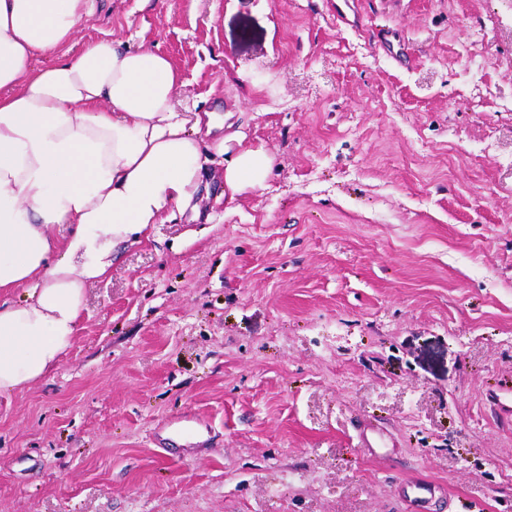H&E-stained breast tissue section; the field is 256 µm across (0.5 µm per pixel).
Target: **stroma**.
I'll return each mask as SVG.
<instances>
[{"instance_id":"stroma-1","label":"stroma","mask_w":512,"mask_h":512,"mask_svg":"<svg viewBox=\"0 0 512 512\" xmlns=\"http://www.w3.org/2000/svg\"><path fill=\"white\" fill-rule=\"evenodd\" d=\"M95 5L68 54H164L272 167L230 202L215 157L0 394V512H512V0ZM437 487L429 482L411 480L400 492L408 502L418 509L429 497L435 494Z\"/></svg>"}]
</instances>
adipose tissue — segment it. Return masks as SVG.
<instances>
[{
	"label": "adipose tissue",
	"mask_w": 512,
	"mask_h": 512,
	"mask_svg": "<svg viewBox=\"0 0 512 512\" xmlns=\"http://www.w3.org/2000/svg\"><path fill=\"white\" fill-rule=\"evenodd\" d=\"M93 13V0H0V290L25 291L0 301V394L55 367L86 288L169 206L189 205L211 155L232 196L271 169L264 149L230 153L241 133L205 144L201 122L174 109L165 55L96 39L59 57ZM38 56L49 65L33 67Z\"/></svg>",
	"instance_id": "ef3b65f1"
}]
</instances>
